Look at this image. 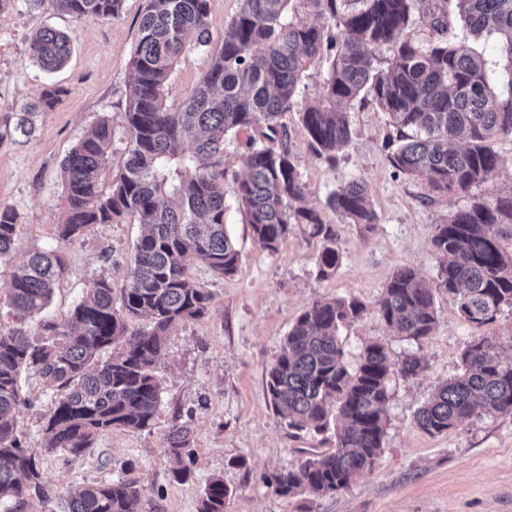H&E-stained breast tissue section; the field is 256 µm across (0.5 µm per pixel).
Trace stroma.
<instances>
[{"mask_svg":"<svg viewBox=\"0 0 512 512\" xmlns=\"http://www.w3.org/2000/svg\"><path fill=\"white\" fill-rule=\"evenodd\" d=\"M144 0H124L119 17L78 21L61 13H31L16 6L0 12V204L18 215L14 250L0 260V305L10 272L29 253L57 250L65 271L50 305L24 324L37 338L45 320L64 318L85 297L92 282L107 278L121 297L140 226L133 221L91 225L74 242L56 237L62 195V163L70 149L101 118L122 133L133 73L132 58ZM52 26L70 33L72 54L59 71L40 69L29 39ZM327 67L305 71L294 109L280 123L312 204L352 180L366 185L378 222L372 227L338 224L341 265L336 274L318 275L320 246L294 231L271 252L244 224L233 192L248 133L228 137L224 183V222L241 253L234 275L218 277L201 259L187 262L189 275L213 296L210 312L169 329L157 363L160 406L153 424L141 431L115 429L98 438L80 457L57 452L43 456L47 502L31 501L26 512H59L67 494L96 482L133 479L144 489L137 512H197L207 481L223 476L229 489L225 512H512V416L471 418L440 435L415 423L416 411L435 389L461 370V356L477 334L496 337L512 357V310L493 325L477 330L463 320L451 296L436 298L437 325L431 336L413 343L394 336L372 309L394 272L404 266L433 279L437 261L431 241L437 224L468 197L489 198L512 189V141H497L498 168L474 186L469 196L428 198L424 186L396 174L387 160L395 129L385 113L368 101L350 111L352 137L336 162L315 156L298 111L317 96ZM49 84L65 90L53 111L35 113L33 133L14 130V109ZM355 296L367 311L341 332L347 360L357 364L364 346L384 344L393 361L413 354L424 361L414 378L393 379L388 426L381 455L371 470L349 486L326 496L283 497L266 476L300 464L304 450L335 447L334 437L294 434L275 413L266 392V372L280 353L292 324L317 299ZM27 398L19 414L25 447L44 442L43 425L52 402L38 374L22 371ZM191 429L190 455L167 453L174 424ZM186 465V480L172 472Z\"/></svg>","mask_w":512,"mask_h":512,"instance_id":"1","label":"stroma"}]
</instances>
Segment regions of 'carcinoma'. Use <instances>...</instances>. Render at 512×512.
Here are the masks:
<instances>
[{"instance_id": "cac0c4a2", "label": "carcinoma", "mask_w": 512, "mask_h": 512, "mask_svg": "<svg viewBox=\"0 0 512 512\" xmlns=\"http://www.w3.org/2000/svg\"><path fill=\"white\" fill-rule=\"evenodd\" d=\"M124 0H22L31 12H63L78 20L118 16ZM291 0H240L224 26L219 47L210 49V0H146L135 45L134 73L125 109V146L112 182L114 133L103 118L63 161V204L58 238L76 241L93 224L133 217L142 233L135 247L121 303L106 278L93 281L87 297L31 340L26 318L51 301L64 266L54 250L37 251L10 275L6 306L17 326L0 329V502L25 512L44 500L40 454L63 451L79 457L116 428L143 430L160 405L155 365L163 336L179 322L211 309V293L187 274V259H203L217 276L237 270L240 252L224 224V144L249 133L242 173L234 193L254 238L267 250L299 229L320 244L319 276L341 264L331 211L349 224L377 223L363 182L332 193L326 209L307 203L288 143L275 144L279 117L291 111L303 73L325 61L322 89L300 112L313 153L330 162L351 140L350 106L371 99L399 132L388 154L392 168L424 183L429 195L456 197L498 167L499 138L512 139V0H304L319 20H289ZM432 35L426 43L410 32L416 4ZM461 21L471 39H461ZM496 37L494 60L475 46ZM193 44L207 49L205 69L179 101H168L172 68ZM388 47L381 60L376 51ZM39 66L54 72L67 63L71 36L45 27L29 40ZM64 94L43 88L15 113V131L28 137L31 116L53 110ZM414 131L405 136L402 130ZM17 214L0 204V259L15 244ZM432 251L436 277L421 278L411 267L397 270L375 309L397 336L416 343L436 328V296L454 297L460 317L479 327L512 309V192L475 199L436 226ZM366 311L357 297L313 301L285 337L267 371L275 412L297 431L328 429L336 422V447L311 451L296 468L265 481L285 497L323 495L346 488L376 463L387 427L389 382L418 376L422 359L394 362L385 345L365 346L357 367L349 366L340 329ZM146 315L150 329L132 320ZM110 351L101 361L97 355ZM462 370L439 385L418 409L415 421L434 435L472 417L512 415V359L491 336H477L461 356ZM37 372L57 394L44 426L43 447L24 448L18 413L26 398L19 377ZM184 424L172 426L167 451L180 458L190 444ZM229 490L224 477L206 484L198 512H224ZM143 488L133 480L87 484L64 502L63 512H135Z\"/></svg>"}]
</instances>
